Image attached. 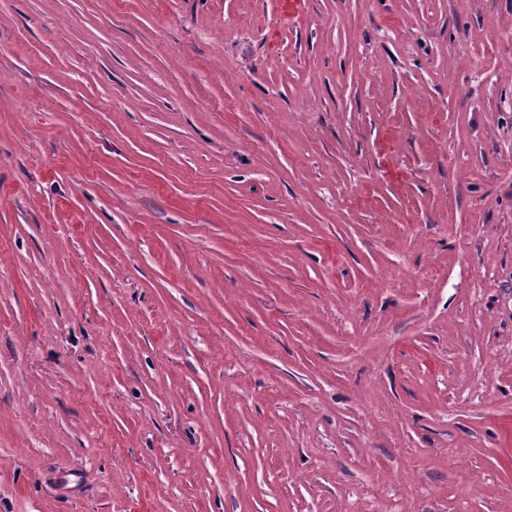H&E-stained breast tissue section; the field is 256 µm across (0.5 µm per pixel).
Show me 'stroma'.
Masks as SVG:
<instances>
[{
    "mask_svg": "<svg viewBox=\"0 0 512 512\" xmlns=\"http://www.w3.org/2000/svg\"><path fill=\"white\" fill-rule=\"evenodd\" d=\"M0 512H512V0H0Z\"/></svg>",
    "mask_w": 512,
    "mask_h": 512,
    "instance_id": "stroma-1",
    "label": "stroma"
}]
</instances>
